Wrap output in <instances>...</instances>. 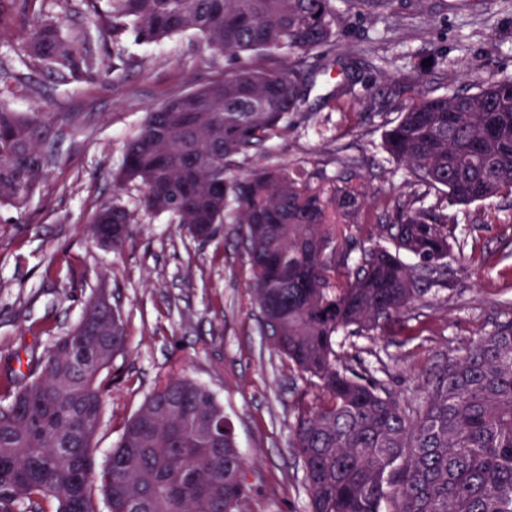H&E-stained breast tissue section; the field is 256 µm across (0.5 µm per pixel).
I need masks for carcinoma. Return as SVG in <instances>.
Segmentation results:
<instances>
[{
    "mask_svg": "<svg viewBox=\"0 0 512 512\" xmlns=\"http://www.w3.org/2000/svg\"><path fill=\"white\" fill-rule=\"evenodd\" d=\"M46 2L0 0V25L19 19L25 65L60 83L101 67L94 36L149 44L189 34L238 59L151 110L114 182L138 183L145 212L195 238L228 216L244 226L253 304L275 349L318 389L292 429L310 512H512V324L441 365L413 404L336 351L342 334L404 326L443 281L457 228L448 206L512 203V77L486 80L462 61L448 82L462 74L470 86L435 94L418 73L384 147L447 204L385 208L370 228L378 243L355 257L346 230L368 220L361 188L345 181L327 194L277 165L235 172L305 114L317 75L345 70L337 4L381 19L394 0H85L89 26L70 32ZM23 87L0 80L1 206L24 204L49 177L58 125L69 121L3 103ZM135 219L103 204L91 231L112 234L116 249ZM127 348L122 315L94 297L47 357L32 354L27 372L3 378L0 512H246L252 489L234 425L186 377L146 396L96 466L111 369Z\"/></svg>",
    "mask_w": 512,
    "mask_h": 512,
    "instance_id": "carcinoma-1",
    "label": "carcinoma"
}]
</instances>
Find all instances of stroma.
<instances>
[{
    "mask_svg": "<svg viewBox=\"0 0 512 512\" xmlns=\"http://www.w3.org/2000/svg\"><path fill=\"white\" fill-rule=\"evenodd\" d=\"M430 20L413 16L402 0L397 18L344 14L341 50L350 51L352 112L325 104L334 83L316 87L314 113L267 142L262 159L325 189L351 177L374 198L439 202L443 194L413 186L382 146L386 124L405 103L402 90L415 69L427 67L429 86L443 92L459 60L486 77L512 76V7L503 0H428ZM22 28L0 27V60L26 85L9 100L18 112L40 109L69 118L50 177L21 207L0 206V376L26 368L28 352L43 355L68 335L87 300L103 290L126 322L129 347L117 358L115 379L96 436L95 460L104 463L121 426L160 382L172 376L211 389L235 424L248 459L250 512H309L304 471L291 445L295 407L315 388L274 348L251 303V274L239 225L221 224L215 237L194 238L168 216L140 210L142 191H114L128 141L150 108L172 92H186L233 60L208 53L193 36L141 45L127 37L97 44L109 67L93 80L61 85L19 60ZM137 66L115 74L128 58ZM387 102L368 114L370 94ZM114 201L138 212L125 245L100 248L89 218ZM460 217L448 256L446 285L432 287L430 305L413 311L406 328L348 338L347 360L375 370L401 399L413 402L430 375L481 336L512 321V212L476 202Z\"/></svg>",
    "mask_w": 512,
    "mask_h": 512,
    "instance_id": "stroma-1",
    "label": "stroma"
}]
</instances>
